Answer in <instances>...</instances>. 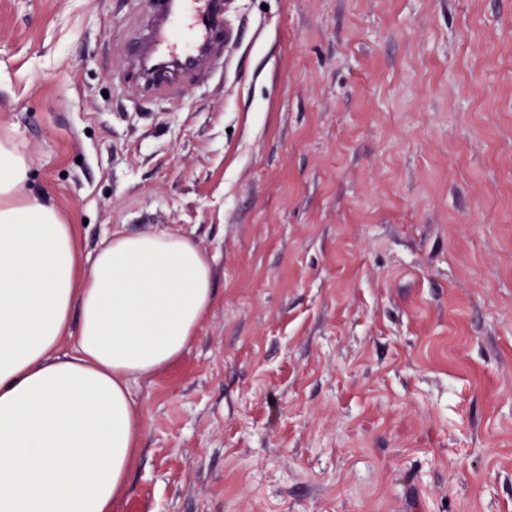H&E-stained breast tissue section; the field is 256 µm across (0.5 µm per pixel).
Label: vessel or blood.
<instances>
[{
  "label": "vessel or blood",
  "mask_w": 512,
  "mask_h": 512,
  "mask_svg": "<svg viewBox=\"0 0 512 512\" xmlns=\"http://www.w3.org/2000/svg\"><path fill=\"white\" fill-rule=\"evenodd\" d=\"M224 33L223 0H152L147 49L184 73L206 76Z\"/></svg>",
  "instance_id": "1"
}]
</instances>
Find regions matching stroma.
Returning a JSON list of instances; mask_svg holds the SVG:
<instances>
[{
    "mask_svg": "<svg viewBox=\"0 0 512 512\" xmlns=\"http://www.w3.org/2000/svg\"><path fill=\"white\" fill-rule=\"evenodd\" d=\"M149 9L0 0L28 194L212 263L117 512H512V0H224L173 89Z\"/></svg>",
    "mask_w": 512,
    "mask_h": 512,
    "instance_id": "stroma-1",
    "label": "stroma"
}]
</instances>
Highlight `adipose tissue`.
Listing matches in <instances>:
<instances>
[{
	"label": "adipose tissue",
	"mask_w": 512,
	"mask_h": 512,
	"mask_svg": "<svg viewBox=\"0 0 512 512\" xmlns=\"http://www.w3.org/2000/svg\"><path fill=\"white\" fill-rule=\"evenodd\" d=\"M0 141V512H116L142 427L130 386L178 359L214 303L211 263L167 232L82 265Z\"/></svg>",
	"instance_id": "1"
}]
</instances>
